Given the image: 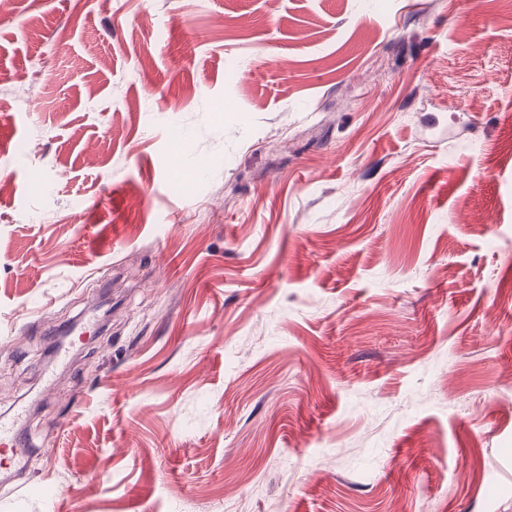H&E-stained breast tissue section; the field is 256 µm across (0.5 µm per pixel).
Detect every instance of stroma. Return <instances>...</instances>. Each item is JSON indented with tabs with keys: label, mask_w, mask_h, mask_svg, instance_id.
I'll return each instance as SVG.
<instances>
[{
	"label": "stroma",
	"mask_w": 512,
	"mask_h": 512,
	"mask_svg": "<svg viewBox=\"0 0 512 512\" xmlns=\"http://www.w3.org/2000/svg\"><path fill=\"white\" fill-rule=\"evenodd\" d=\"M0 512H512V0L0 9ZM23 408L10 417L0 418V450H8L12 456L22 457L27 448L23 429L19 423Z\"/></svg>",
	"instance_id": "stroma-1"
}]
</instances>
